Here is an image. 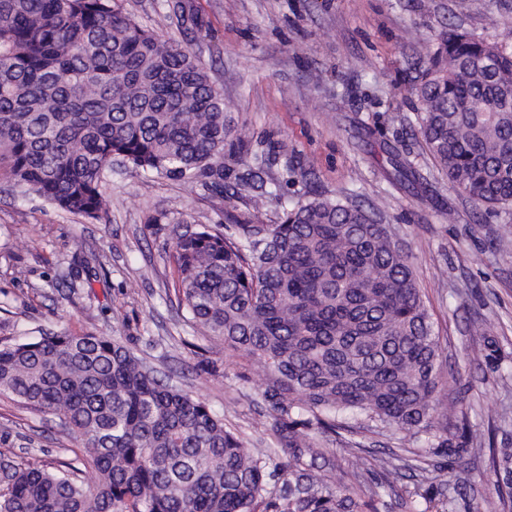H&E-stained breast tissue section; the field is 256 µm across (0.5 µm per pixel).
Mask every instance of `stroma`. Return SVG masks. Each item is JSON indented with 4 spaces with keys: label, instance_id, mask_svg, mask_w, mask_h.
I'll return each instance as SVG.
<instances>
[{
    "label": "stroma",
    "instance_id": "stroma-1",
    "mask_svg": "<svg viewBox=\"0 0 512 512\" xmlns=\"http://www.w3.org/2000/svg\"><path fill=\"white\" fill-rule=\"evenodd\" d=\"M172 0H119L136 22L193 51L223 88L244 142L225 147L223 193L115 165L108 214L87 222L0 181V343L66 328L120 340L199 396L257 448L277 441L259 365L181 319L171 241L207 224L237 236L278 223L284 203L353 191L404 243L439 338V396L454 410L416 435L361 430L382 452L415 449L428 478L385 488L380 462L344 443L328 479L377 512H502L512 494L492 453L512 449V220L448 186L417 133L413 79L448 25L484 38L512 34V0H193L206 23L183 34ZM397 152L418 171L401 182ZM269 191L255 206L243 174ZM80 446L58 419L0 394V454L59 468Z\"/></svg>",
    "mask_w": 512,
    "mask_h": 512
}]
</instances>
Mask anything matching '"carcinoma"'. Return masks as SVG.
Wrapping results in <instances>:
<instances>
[{
  "label": "carcinoma",
  "instance_id": "carcinoma-1",
  "mask_svg": "<svg viewBox=\"0 0 512 512\" xmlns=\"http://www.w3.org/2000/svg\"><path fill=\"white\" fill-rule=\"evenodd\" d=\"M176 19L203 30L190 4ZM414 90L418 132L449 187L511 214L512 40L448 28ZM231 137L242 139L206 66L118 0H0V174L15 186L101 221L113 159L221 188ZM172 249L190 326L264 367L280 448L247 447L112 337L60 330L0 344V393L57 417L82 456L64 471L1 459L0 512H268L281 449L276 512H365L315 470L317 435L336 433L344 412L413 433L447 415L438 340L395 235L323 197L236 238L201 224ZM295 409L312 417L296 422Z\"/></svg>",
  "mask_w": 512,
  "mask_h": 512
}]
</instances>
